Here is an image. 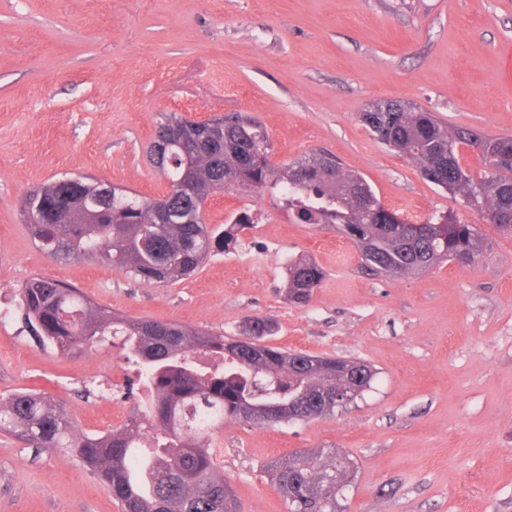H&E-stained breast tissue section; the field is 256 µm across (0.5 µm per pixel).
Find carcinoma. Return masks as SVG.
Masks as SVG:
<instances>
[{"label": "carcinoma", "mask_w": 512, "mask_h": 512, "mask_svg": "<svg viewBox=\"0 0 512 512\" xmlns=\"http://www.w3.org/2000/svg\"><path fill=\"white\" fill-rule=\"evenodd\" d=\"M372 136L414 162L432 183L464 198L467 206L512 231V137L451 131L413 104L375 103L360 113ZM177 125L204 141L192 162L194 185L178 187L181 151L171 147L161 174L172 182L169 206H197L195 191L221 183L229 194L270 198L297 224H329L355 244L362 267L374 276L420 274L442 262L469 265L480 256L476 225L435 213L408 221L387 208L360 174L333 154L271 163L272 142L255 117L234 113L191 124L175 112L161 114L158 129ZM483 143L484 176L461 165L460 146ZM96 187L87 176L40 184L21 205L33 240L56 260L86 256L121 269L146 284H168L194 273L234 240V229L200 222L159 224L155 200L124 191L87 209ZM324 278L309 258L288 263V300L307 304ZM23 316L43 343L66 355L118 336L136 367L141 394L128 390L132 408L124 424L85 434L69 413L46 397L18 390L0 400V433L38 450H60L103 483L121 512H239L209 441L224 421L258 425L308 422L298 411L324 398L332 415L341 392L354 402L376 372L359 360L311 356L260 343L270 334L256 320L253 341L186 327L177 322L126 317L93 303L66 282L32 277L19 290ZM293 453L268 467L289 512H337L336 483L354 477L346 457Z\"/></svg>", "instance_id": "cac0c4a2"}]
</instances>
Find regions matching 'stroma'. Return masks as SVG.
Segmentation results:
<instances>
[{
  "label": "stroma",
  "mask_w": 512,
  "mask_h": 512,
  "mask_svg": "<svg viewBox=\"0 0 512 512\" xmlns=\"http://www.w3.org/2000/svg\"><path fill=\"white\" fill-rule=\"evenodd\" d=\"M512 0H0V291L58 279L139 318L265 345L363 360L362 397L306 423L228 421L212 447L240 512H289L268 464L333 451L356 476L341 512H512V234L427 181L378 142L359 114L375 101L421 106L451 130L512 136ZM193 120L248 112L271 161L328 151L409 220L449 213L477 225L476 262L374 277L335 228L295 224L269 198L222 193L210 227L252 225L189 278L131 281L95 260L50 258L20 215L26 191L89 176L154 198L149 158L160 113ZM325 277L307 305L286 296L288 262ZM131 372L111 347L63 355L22 317L0 326V398L44 393L87 433L123 424ZM0 512H120L73 459L0 434Z\"/></svg>",
  "instance_id": "1"
}]
</instances>
